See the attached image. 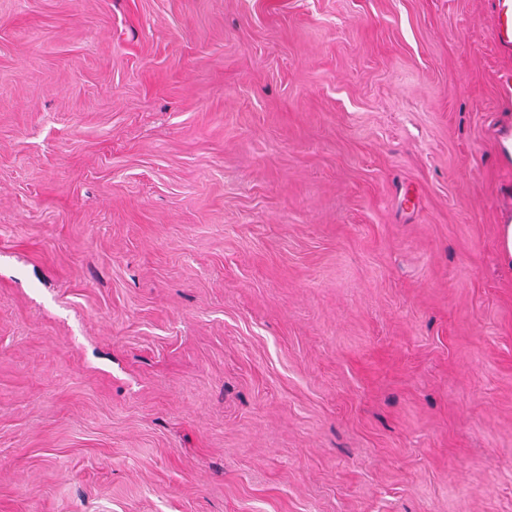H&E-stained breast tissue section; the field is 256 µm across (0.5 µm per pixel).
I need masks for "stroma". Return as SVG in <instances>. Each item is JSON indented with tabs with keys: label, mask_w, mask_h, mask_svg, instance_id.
<instances>
[{
	"label": "stroma",
	"mask_w": 512,
	"mask_h": 512,
	"mask_svg": "<svg viewBox=\"0 0 512 512\" xmlns=\"http://www.w3.org/2000/svg\"><path fill=\"white\" fill-rule=\"evenodd\" d=\"M492 0H0V512H512Z\"/></svg>",
	"instance_id": "stroma-1"
}]
</instances>
